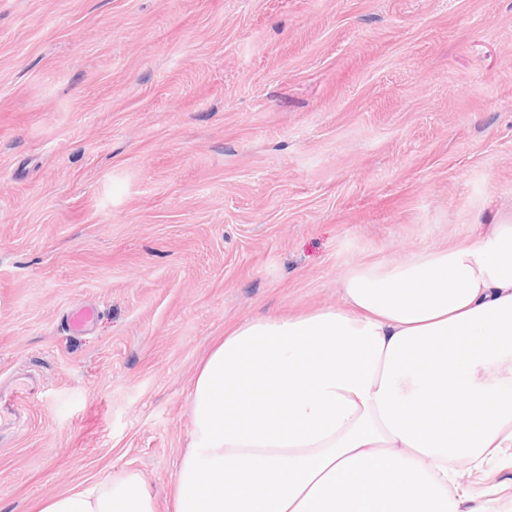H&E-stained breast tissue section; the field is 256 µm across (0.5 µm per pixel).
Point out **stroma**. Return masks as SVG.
Returning <instances> with one entry per match:
<instances>
[{
    "instance_id": "1",
    "label": "stroma",
    "mask_w": 512,
    "mask_h": 512,
    "mask_svg": "<svg viewBox=\"0 0 512 512\" xmlns=\"http://www.w3.org/2000/svg\"><path fill=\"white\" fill-rule=\"evenodd\" d=\"M509 221L512 0H0V512H172L226 329ZM39 512L156 511L154 497L141 476L135 471H123L90 488L45 500Z\"/></svg>"
}]
</instances>
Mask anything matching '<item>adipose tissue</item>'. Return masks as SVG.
Returning <instances> with one entry per match:
<instances>
[{
  "label": "adipose tissue",
  "mask_w": 512,
  "mask_h": 512,
  "mask_svg": "<svg viewBox=\"0 0 512 512\" xmlns=\"http://www.w3.org/2000/svg\"><path fill=\"white\" fill-rule=\"evenodd\" d=\"M340 304L234 326L199 367L173 512H501L512 224L348 269ZM39 512H155L124 471ZM461 473L463 479L471 482L478 493L489 491L501 483H507L509 487L503 491L502 495L512 497V448L506 449L505 457L497 467L487 470L484 474L470 475L466 469Z\"/></svg>",
  "instance_id": "adipose-tissue-1"
}]
</instances>
